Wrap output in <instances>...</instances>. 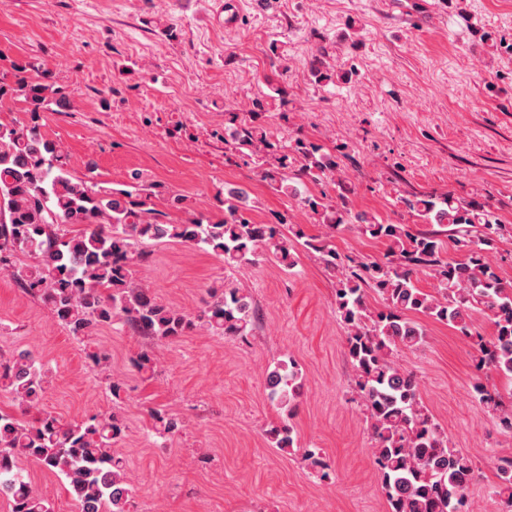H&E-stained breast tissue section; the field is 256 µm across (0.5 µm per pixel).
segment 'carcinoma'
<instances>
[{"label": "carcinoma", "mask_w": 512, "mask_h": 512, "mask_svg": "<svg viewBox=\"0 0 512 512\" xmlns=\"http://www.w3.org/2000/svg\"><path fill=\"white\" fill-rule=\"evenodd\" d=\"M13 85L0 74V98L10 94L27 105L23 125L0 123V271L40 298L69 334L82 340L104 325L121 319L157 343L200 327L217 336L248 333L252 308L234 282L210 289L211 301L190 316L159 301L149 288L133 281L135 268L148 260L142 245L165 238L203 245L224 257L230 268L254 263L258 249L277 263L294 265V244L275 224H256L246 217L247 197L230 189L224 197V215L216 220L193 218L170 224L165 213L151 206L161 185L135 184L107 188L67 168L59 143L41 132L40 113L70 105L69 94L55 85L36 58L12 63ZM236 140L258 141L267 150L276 145L253 130L233 132ZM291 151L303 163L291 177L268 169L263 177L301 202L331 231L348 224L387 247L384 259L367 258L339 271L336 250L319 238L304 246L319 253L328 271H339L336 309L346 328L347 356L356 369L355 389L370 418L372 453L381 474L388 512H464L465 495L475 477L471 456L448 446L419 396L416 376L402 368L395 354L425 341L422 326L409 314H422L468 333L472 311L482 309L493 320L494 335L477 337L480 352L476 368L512 382V286L502 282L487 260L497 238L511 234L483 203L456 202L431 196L403 200L425 224L449 227L461 260L443 257V242L435 232L412 233L403 224H384L365 213L346 221L322 199L301 196L300 187L336 168L334 156L305 138L297 137ZM32 253L34 266H19L17 251ZM427 272L435 291L418 287V274ZM381 296L383 308L370 309L367 291ZM134 364L141 373H155L151 350L140 351ZM49 376L31 352L0 358V390L12 395L19 408L34 417L28 422L0 412V494L12 498V512H53L50 499L26 481L19 467L23 459L38 463L68 480L77 506L89 512H128L132 487L127 463L114 444L124 424L117 414L63 420L43 408ZM269 397L294 413L302 389L301 372L293 362L280 363L268 373ZM480 399L499 421L512 429V410L503 409L500 396L475 386ZM150 417L155 431L173 435L179 421L161 410ZM277 448L294 445L293 427L268 430ZM495 494L502 512H512V453L497 466Z\"/></svg>", "instance_id": "obj_1"}]
</instances>
